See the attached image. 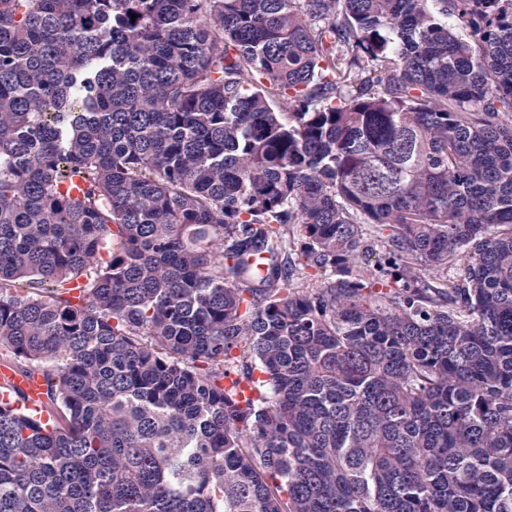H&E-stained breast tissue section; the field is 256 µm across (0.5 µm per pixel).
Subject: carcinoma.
I'll list each match as a JSON object with an SVG mask.
<instances>
[{
	"label": "carcinoma",
	"instance_id": "carcinoma-1",
	"mask_svg": "<svg viewBox=\"0 0 512 512\" xmlns=\"http://www.w3.org/2000/svg\"><path fill=\"white\" fill-rule=\"evenodd\" d=\"M1 347L0 512H512V0H0ZM0 390L21 394L27 398L28 406L33 408L39 400L43 399L45 390L43 379L37 375H23L6 365L0 367Z\"/></svg>",
	"mask_w": 512,
	"mask_h": 512
}]
</instances>
